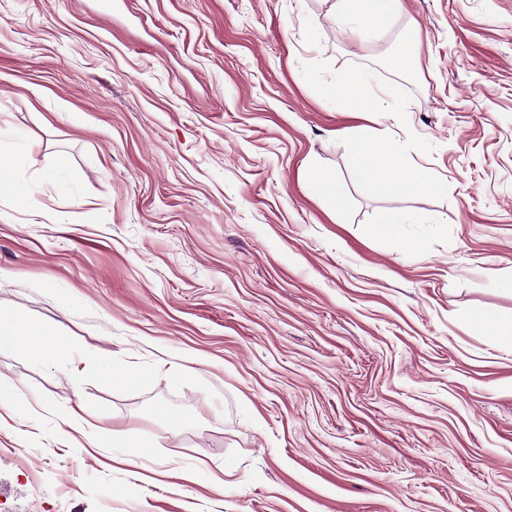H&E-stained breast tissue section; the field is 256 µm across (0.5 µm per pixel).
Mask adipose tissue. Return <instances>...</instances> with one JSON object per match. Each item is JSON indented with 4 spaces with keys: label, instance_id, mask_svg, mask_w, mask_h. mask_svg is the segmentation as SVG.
I'll use <instances>...</instances> for the list:
<instances>
[{
    "label": "adipose tissue",
    "instance_id": "adipose-tissue-1",
    "mask_svg": "<svg viewBox=\"0 0 512 512\" xmlns=\"http://www.w3.org/2000/svg\"><path fill=\"white\" fill-rule=\"evenodd\" d=\"M399 10V0H337L336 25L346 30L348 24L378 28L389 23ZM327 98L348 102L359 112L378 111L375 94L368 73L343 74L325 88ZM348 150L355 162L354 175L360 193L367 197L388 189L402 191L431 188L432 182L422 170H407L399 149L365 136L350 138Z\"/></svg>",
    "mask_w": 512,
    "mask_h": 512
}]
</instances>
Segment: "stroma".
<instances>
[{
  "label": "stroma",
  "instance_id": "obj_1",
  "mask_svg": "<svg viewBox=\"0 0 512 512\" xmlns=\"http://www.w3.org/2000/svg\"><path fill=\"white\" fill-rule=\"evenodd\" d=\"M333 3L0 0V317L58 352L0 345V512H512V335L470 320L512 322V0ZM355 70L392 111L324 99ZM349 133L433 187L361 196ZM399 0H338L336 25L340 31L353 30L355 26L378 28L389 23L398 13ZM352 20L355 26L347 27ZM303 177L312 192L333 210L344 209V197L336 183V175L316 165H309ZM407 218L397 211H384L377 215L373 231L384 237L392 238L398 235L400 224H406Z\"/></svg>",
  "mask_w": 512,
  "mask_h": 512
}]
</instances>
